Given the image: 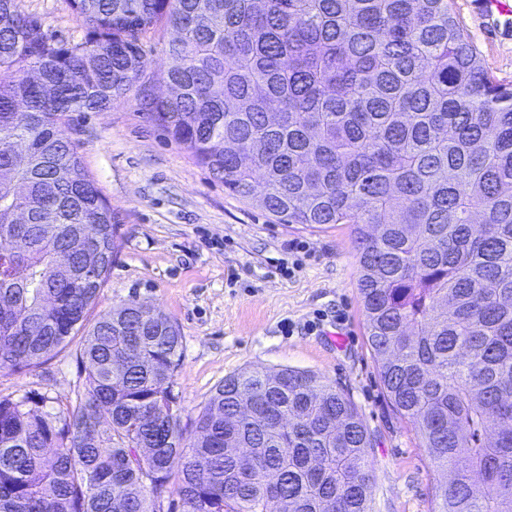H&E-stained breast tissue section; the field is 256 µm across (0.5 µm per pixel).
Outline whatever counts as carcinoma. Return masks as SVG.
<instances>
[{
  "mask_svg": "<svg viewBox=\"0 0 512 512\" xmlns=\"http://www.w3.org/2000/svg\"><path fill=\"white\" fill-rule=\"evenodd\" d=\"M449 0H67L56 42L0 0V371L81 337L52 413L0 394V512H369L368 432L313 373L255 368L169 413L182 336L164 314L91 318L119 224L66 134L127 97L164 24V131L283 224L351 229L368 343L434 471L431 512H512V87ZM27 143L19 168L12 144ZM86 247L72 265V238Z\"/></svg>",
  "mask_w": 512,
  "mask_h": 512,
  "instance_id": "1",
  "label": "carcinoma"
}]
</instances>
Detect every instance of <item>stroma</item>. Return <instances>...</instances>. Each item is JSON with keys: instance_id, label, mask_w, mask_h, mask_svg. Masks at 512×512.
Wrapping results in <instances>:
<instances>
[{"instance_id": "obj_1", "label": "stroma", "mask_w": 512, "mask_h": 512, "mask_svg": "<svg viewBox=\"0 0 512 512\" xmlns=\"http://www.w3.org/2000/svg\"><path fill=\"white\" fill-rule=\"evenodd\" d=\"M16 2L54 40L84 39L66 0ZM451 8L488 75L512 84V38L485 31L473 0H451ZM172 36L168 28L148 34L151 65L141 82L111 109L73 113L68 128L120 223L118 258L95 315L136 303L177 324L176 388L190 416L226 376L257 367L314 373L351 399L371 438V512H430L435 476L411 425L383 394L348 226L279 223L257 201L230 194L147 118L140 98L164 91ZM80 372L67 348L34 371L0 375V393L38 392L55 412Z\"/></svg>"}]
</instances>
